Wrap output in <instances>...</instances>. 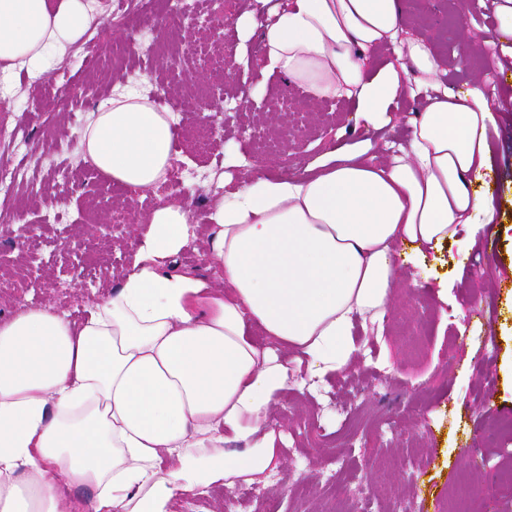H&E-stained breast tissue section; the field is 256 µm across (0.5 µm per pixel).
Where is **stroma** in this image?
I'll return each mask as SVG.
<instances>
[{
    "mask_svg": "<svg viewBox=\"0 0 512 512\" xmlns=\"http://www.w3.org/2000/svg\"><path fill=\"white\" fill-rule=\"evenodd\" d=\"M113 0H96L89 31L98 65L87 69L82 45L53 58L47 71L31 70L0 84V125L20 127L6 144L8 162L36 152L56 156L33 179L39 201L19 199L13 223H0V320L22 306L44 302L82 318L109 291L135 252L145 227L141 215L169 200L185 205L193 230L205 239V216L224 166L218 157L245 155L253 170L279 173L290 146L300 162L322 154L335 137L352 145L371 139L403 141L405 124L369 138L345 100L318 101L284 80L266 86L227 78L221 57H233L238 39L186 37L191 24L222 12L231 18L241 0H197L183 19L170 20L168 0H141L158 15L155 31L168 65L154 73L149 95L170 90L168 109L178 120V193H133L116 187L77 151L88 112L119 88H140L143 67L118 56L128 39H142L112 12ZM407 36L436 50L441 82L458 91L482 80L497 85L498 127L489 131L499 181L493 224L476 231L469 253L448 243L424 262L393 260L397 287L380 333L355 329L353 363L310 391L285 390L274 409L282 430L279 463L257 485L235 490V512H512V69L500 68L512 48L490 49L491 7L480 0H405ZM222 83V111L201 112L197 95ZM113 222L99 237L91 225ZM448 281V298L437 295ZM417 287H410V280ZM493 409H485L484 395Z\"/></svg>",
    "mask_w": 512,
    "mask_h": 512,
    "instance_id": "1",
    "label": "stroma"
}]
</instances>
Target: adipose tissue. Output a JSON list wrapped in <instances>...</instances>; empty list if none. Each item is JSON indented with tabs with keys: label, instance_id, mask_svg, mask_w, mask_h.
<instances>
[{
	"label": "adipose tissue",
	"instance_id": "ef3b65f1",
	"mask_svg": "<svg viewBox=\"0 0 512 512\" xmlns=\"http://www.w3.org/2000/svg\"><path fill=\"white\" fill-rule=\"evenodd\" d=\"M403 14V0H248L233 18L240 40L258 37L264 80L349 100L369 129L424 96L408 141L378 155L338 142L303 174L240 178L211 201L202 274L174 269L196 240L189 212L159 206L83 321L43 303L0 322V512H170L178 496L252 483L278 463L279 393L348 367L355 324L383 321L394 245L413 264L446 242L472 248L457 232L493 220L499 90L440 83L430 46L401 39ZM92 19L89 0H0V69L40 64ZM379 50L390 60L377 67ZM177 138L173 113L130 91L97 105L78 150L145 192ZM79 489L93 492L82 506Z\"/></svg>",
	"mask_w": 512,
	"mask_h": 512
}]
</instances>
